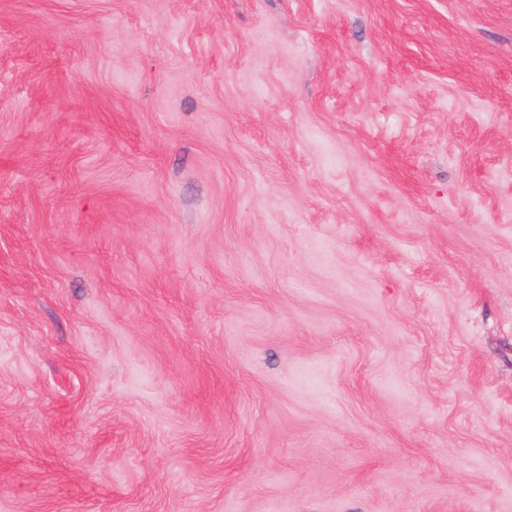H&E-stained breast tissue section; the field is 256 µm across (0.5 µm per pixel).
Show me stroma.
<instances>
[{"instance_id": "1", "label": "stroma", "mask_w": 512, "mask_h": 512, "mask_svg": "<svg viewBox=\"0 0 512 512\" xmlns=\"http://www.w3.org/2000/svg\"><path fill=\"white\" fill-rule=\"evenodd\" d=\"M0 512H512V0H0Z\"/></svg>"}]
</instances>
